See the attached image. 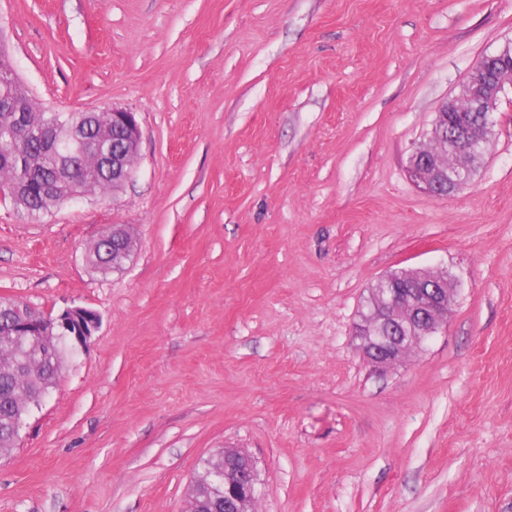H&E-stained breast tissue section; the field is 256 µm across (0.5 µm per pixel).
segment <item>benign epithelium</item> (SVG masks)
Returning <instances> with one entry per match:
<instances>
[{"label": "benign epithelium", "mask_w": 512, "mask_h": 512, "mask_svg": "<svg viewBox=\"0 0 512 512\" xmlns=\"http://www.w3.org/2000/svg\"><path fill=\"white\" fill-rule=\"evenodd\" d=\"M508 44L484 55L473 67L466 92L444 100L435 112L431 136L448 138L458 146L455 164L448 165L443 155L426 157L415 149L408 158L410 179L430 198L446 199L469 184L471 157L488 151L493 136V114L501 97L512 91V64L507 66ZM69 135L77 150H94L112 171V184L121 186L131 176L130 159L136 153L140 127L135 113L123 109L89 112L84 125L71 128ZM412 283L408 288H371L365 317L357 330L359 352L378 368L401 361L413 348L446 328L457 292L455 280L446 270H405ZM42 323L41 315L23 312L14 325V337L26 330L34 336ZM59 338L81 348L99 327L98 314L88 308L73 307L53 319ZM211 495L194 512H253L258 471L247 454L224 453L223 467L211 476Z\"/></svg>", "instance_id": "obj_1"}]
</instances>
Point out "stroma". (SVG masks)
Listing matches in <instances>:
<instances>
[{
	"instance_id": "1",
	"label": "stroma",
	"mask_w": 512,
	"mask_h": 512,
	"mask_svg": "<svg viewBox=\"0 0 512 512\" xmlns=\"http://www.w3.org/2000/svg\"><path fill=\"white\" fill-rule=\"evenodd\" d=\"M0 32L43 107L141 128L115 192L0 197V297L100 318L0 455V512H184L225 448L256 512H512V98L466 189L406 169L512 0H0ZM113 224L133 248L103 276ZM402 268L458 292L381 369L359 311ZM112 234H119L131 246V238L122 227L112 226L106 228L99 237L94 240L85 252L86 265L97 274L107 275L123 268L125 255L119 246L112 247ZM117 237V236H116ZM118 238V237H117Z\"/></svg>"
}]
</instances>
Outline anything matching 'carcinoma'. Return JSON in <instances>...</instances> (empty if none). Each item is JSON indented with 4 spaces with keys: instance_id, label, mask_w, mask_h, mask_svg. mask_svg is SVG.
<instances>
[{
    "instance_id": "carcinoma-1",
    "label": "carcinoma",
    "mask_w": 512,
    "mask_h": 512,
    "mask_svg": "<svg viewBox=\"0 0 512 512\" xmlns=\"http://www.w3.org/2000/svg\"><path fill=\"white\" fill-rule=\"evenodd\" d=\"M1 90L21 94L26 106V111L20 114L0 112V193L14 199V185L25 177V172L15 163L16 156L33 157L37 167L49 178L54 177L61 156L60 145L55 141L41 138L15 140V130L51 127L61 121L62 115L39 108L22 84H0ZM84 186L93 194L113 191L112 178L103 175L102 162L91 151L81 153L70 179L53 182L51 190H44L39 183L29 184L23 202L33 210L47 212L59 205L66 193L79 191ZM85 257L89 269L101 275L120 270L125 263V255L119 246L112 245L110 227L88 246ZM15 306L16 302L0 298V449L4 451L15 447L19 441L18 424L22 416L55 387L63 358L61 351L42 356L38 346L11 337L9 322Z\"/></svg>"
}]
</instances>
